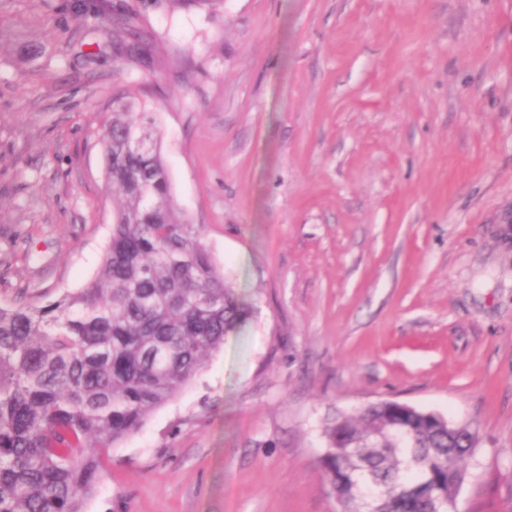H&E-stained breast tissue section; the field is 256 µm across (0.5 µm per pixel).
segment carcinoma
Wrapping results in <instances>:
<instances>
[{
	"label": "carcinoma",
	"instance_id": "1",
	"mask_svg": "<svg viewBox=\"0 0 512 512\" xmlns=\"http://www.w3.org/2000/svg\"><path fill=\"white\" fill-rule=\"evenodd\" d=\"M112 231L85 287L0 306V512H83L112 448L171 401L249 315L177 211L154 115L119 98L102 135ZM340 512H457L480 436L386 400L324 427Z\"/></svg>",
	"mask_w": 512,
	"mask_h": 512
}]
</instances>
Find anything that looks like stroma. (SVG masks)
Masks as SVG:
<instances>
[{"instance_id":"obj_1","label":"stroma","mask_w":512,"mask_h":512,"mask_svg":"<svg viewBox=\"0 0 512 512\" xmlns=\"http://www.w3.org/2000/svg\"><path fill=\"white\" fill-rule=\"evenodd\" d=\"M85 2L0 0V305L96 273L131 93L250 309L85 512H337L323 426L378 400L474 423L459 512H512V0Z\"/></svg>"}]
</instances>
